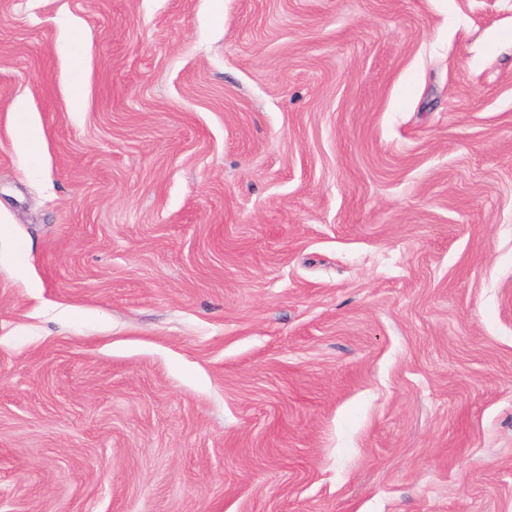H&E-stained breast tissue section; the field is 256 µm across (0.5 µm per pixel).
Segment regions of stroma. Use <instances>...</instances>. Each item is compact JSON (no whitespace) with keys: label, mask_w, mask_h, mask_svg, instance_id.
Masks as SVG:
<instances>
[{"label":"stroma","mask_w":512,"mask_h":512,"mask_svg":"<svg viewBox=\"0 0 512 512\" xmlns=\"http://www.w3.org/2000/svg\"><path fill=\"white\" fill-rule=\"evenodd\" d=\"M0 512H512V0H0Z\"/></svg>","instance_id":"obj_1"}]
</instances>
